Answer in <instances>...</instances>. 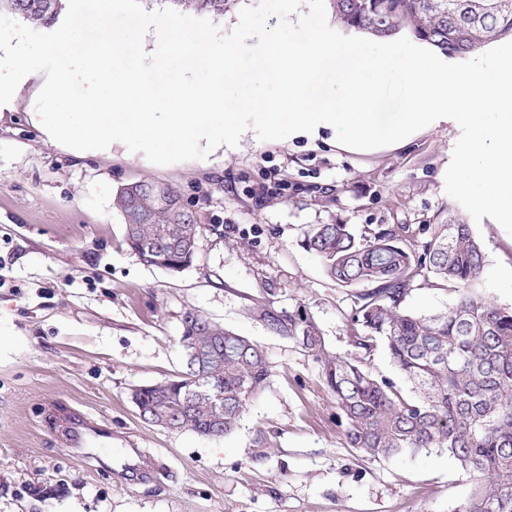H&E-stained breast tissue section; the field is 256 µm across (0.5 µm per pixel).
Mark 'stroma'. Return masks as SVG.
I'll return each instance as SVG.
<instances>
[{
  "mask_svg": "<svg viewBox=\"0 0 512 512\" xmlns=\"http://www.w3.org/2000/svg\"><path fill=\"white\" fill-rule=\"evenodd\" d=\"M40 86L0 112V512H459L471 483L454 458L361 457L319 362L252 314L273 301L312 320L327 352L349 353L357 291L329 279L301 239L314 224L343 222L361 239L400 224L421 250L452 202L454 129L372 157L249 131L234 149L160 166L120 142L96 152L50 141ZM140 180L172 184L203 226L180 273L124 240L114 193ZM473 231L478 291L512 306V235L487 217ZM190 310L261 345L272 372L220 438L146 422L131 399L182 371ZM71 408L154 457L153 479L117 455H71L54 417Z\"/></svg>",
  "mask_w": 512,
  "mask_h": 512,
  "instance_id": "obj_1",
  "label": "stroma"
}]
</instances>
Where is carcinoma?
Listing matches in <instances>:
<instances>
[{
    "mask_svg": "<svg viewBox=\"0 0 512 512\" xmlns=\"http://www.w3.org/2000/svg\"><path fill=\"white\" fill-rule=\"evenodd\" d=\"M177 11L222 15L229 0H167ZM345 27L386 39L405 34L448 57L465 58L512 38V0H330ZM63 0H0L29 23L51 28ZM115 207L125 242L148 265L179 273L189 267L203 231L174 187L136 181L121 188ZM422 252L394 228L359 240L348 224H315L301 245L341 287L360 288L346 355L325 351L316 325L272 305L255 317L276 335L299 342L320 362L336 398L349 445L368 459L448 451L472 483L460 512H512V308L475 291L485 253L472 225L448 206L426 227ZM457 292L447 309L416 314L406 308L416 289ZM184 372L137 391L143 418L173 423L201 436L231 433L247 405L270 382L263 349L195 311L182 320ZM384 349L410 385L404 394L389 377L363 367ZM224 391L220 421L211 415L214 391Z\"/></svg>",
    "mask_w": 512,
    "mask_h": 512,
    "instance_id": "carcinoma-1",
    "label": "carcinoma"
}]
</instances>
